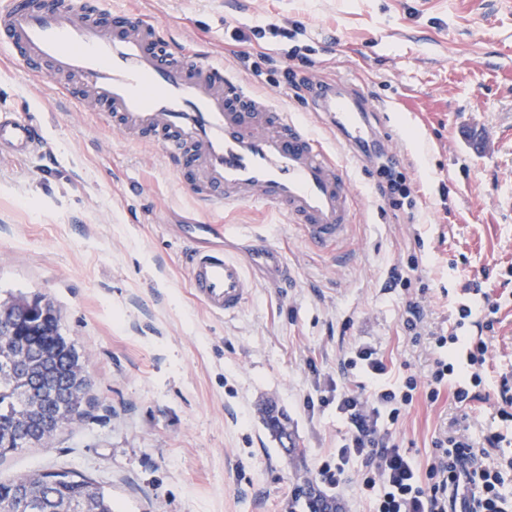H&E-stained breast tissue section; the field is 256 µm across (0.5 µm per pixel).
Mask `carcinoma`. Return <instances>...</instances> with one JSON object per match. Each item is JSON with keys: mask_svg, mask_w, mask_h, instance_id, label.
Wrapping results in <instances>:
<instances>
[{"mask_svg": "<svg viewBox=\"0 0 512 512\" xmlns=\"http://www.w3.org/2000/svg\"><path fill=\"white\" fill-rule=\"evenodd\" d=\"M48 319L42 311H34L18 327L17 342L30 344L36 355L48 356L51 360L43 381V398L35 406L29 405L25 397L12 386L9 372L0 366V454L21 450L33 445L23 441L19 435L21 426L39 430L42 436L38 444L47 443L55 429L74 421L82 415L80 409L86 398L89 384L73 393L72 399L65 397V388L60 386L61 369L67 360L78 358L72 341L63 336L59 327V313L54 302L46 299ZM263 422L270 432L285 444L293 440L288 430V414L273 403L263 409ZM307 512H336V501L324 496L308 479L296 483L288 502V512H296L298 505ZM74 506L80 512H113L112 499L104 489L84 477L69 472H49L0 481V512H60Z\"/></svg>", "mask_w": 512, "mask_h": 512, "instance_id": "carcinoma-1", "label": "carcinoma"}]
</instances>
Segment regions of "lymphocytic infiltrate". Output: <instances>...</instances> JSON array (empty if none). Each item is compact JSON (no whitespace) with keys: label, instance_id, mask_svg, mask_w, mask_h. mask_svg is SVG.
Listing matches in <instances>:
<instances>
[{"label":"lymphocytic infiltrate","instance_id":"lymphocytic-infiltrate-1","mask_svg":"<svg viewBox=\"0 0 512 512\" xmlns=\"http://www.w3.org/2000/svg\"><path fill=\"white\" fill-rule=\"evenodd\" d=\"M436 355L426 375L411 374L400 384L386 376L389 367L371 348L358 346L340 363V378L333 395L320 396L319 406H335L348 428L334 461L318 469L320 482L343 492L351 467L360 469V490L371 499L373 512H505L503 468L490 464L501 434L487 429L482 443L458 426L448 436L435 439L426 464L420 465L404 451L390 432L407 413L416 391L429 403L450 392L454 404L474 401V387L482 383L476 366L485 364L488 343L469 339L466 356H458L448 337L433 339Z\"/></svg>","mask_w":512,"mask_h":512}]
</instances>
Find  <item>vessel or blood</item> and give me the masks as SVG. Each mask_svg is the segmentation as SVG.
I'll return each mask as SVG.
<instances>
[{"mask_svg":"<svg viewBox=\"0 0 512 512\" xmlns=\"http://www.w3.org/2000/svg\"><path fill=\"white\" fill-rule=\"evenodd\" d=\"M0 49L34 79L68 77L77 106L111 114L124 135L147 137L206 205L260 203L285 214L312 245L332 249L353 220L345 170L294 113L249 91L210 55L176 42L162 25L110 0H0ZM317 113L363 160L384 143L364 103L324 85ZM45 142L35 116L0 108V155L26 157ZM182 263L196 297L215 316L238 314L252 281L287 275L278 248L245 256L224 249L220 224H189Z\"/></svg>","mask_w":512,"mask_h":512,"instance_id":"1","label":"vessel or blood"}]
</instances>
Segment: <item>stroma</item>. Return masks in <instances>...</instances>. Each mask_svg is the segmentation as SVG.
<instances>
[{
    "mask_svg": "<svg viewBox=\"0 0 512 512\" xmlns=\"http://www.w3.org/2000/svg\"><path fill=\"white\" fill-rule=\"evenodd\" d=\"M166 24L250 90L305 120L345 167L355 198L337 252L312 248L282 213L263 206L203 209L152 143L112 120L77 111L51 80L25 76L0 51V107L37 113L46 144L0 156V293H38L60 310L90 381L85 415L49 446L0 456V480L68 471L101 485L114 512H286L297 475L317 478L347 431L335 406L308 410L360 344L393 380L423 374L430 358L403 327L423 296L430 330L461 327L469 286L499 304L467 425L487 426L512 456V418L498 419L512 380V0H112ZM307 51L311 81L360 90L412 187L413 211L375 193L376 163L360 162L295 98L283 66ZM184 224H225L229 253L255 235L284 253L293 280L261 276L243 310L210 315L181 263ZM416 259L428 283L389 287V270ZM275 400L302 448L285 455L260 408ZM441 398H415L393 432L426 462L439 431L459 418Z\"/></svg>",
    "mask_w": 512,
    "mask_h": 512,
    "instance_id": "1",
    "label": "stroma"
}]
</instances>
